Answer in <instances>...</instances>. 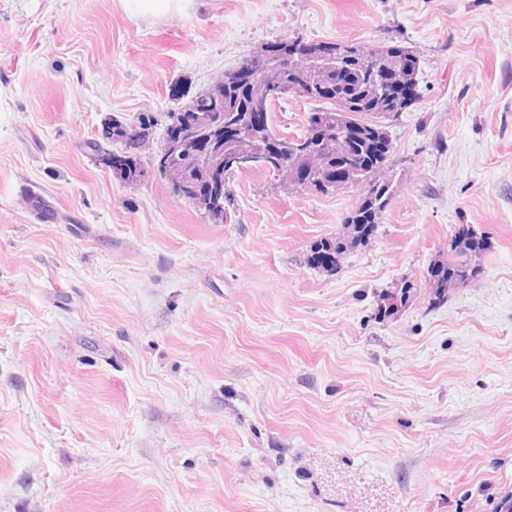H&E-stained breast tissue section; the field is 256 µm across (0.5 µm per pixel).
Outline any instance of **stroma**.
<instances>
[{
    "label": "stroma",
    "instance_id": "1",
    "mask_svg": "<svg viewBox=\"0 0 512 512\" xmlns=\"http://www.w3.org/2000/svg\"><path fill=\"white\" fill-rule=\"evenodd\" d=\"M289 38L419 61L363 190L263 171L217 223L160 172L168 115ZM312 102H276L302 134ZM153 118L139 177L84 148ZM479 275L431 302L458 225ZM405 304H378L403 283ZM512 499V0H0V512H495Z\"/></svg>",
    "mask_w": 512,
    "mask_h": 512
}]
</instances>
